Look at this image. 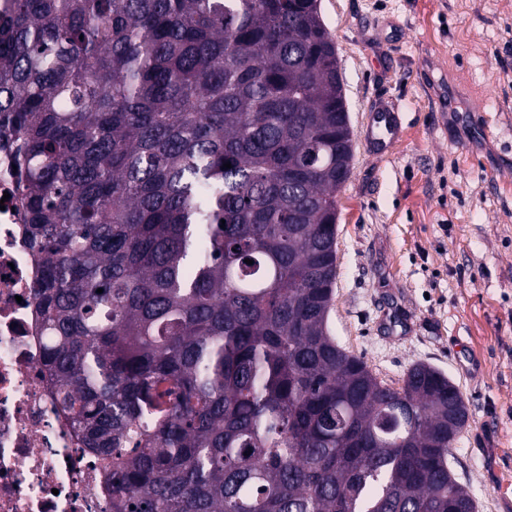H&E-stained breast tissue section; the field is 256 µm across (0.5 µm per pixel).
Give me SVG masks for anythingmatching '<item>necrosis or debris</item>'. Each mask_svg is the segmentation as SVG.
Listing matches in <instances>:
<instances>
[{
    "label": "necrosis or debris",
    "mask_w": 512,
    "mask_h": 512,
    "mask_svg": "<svg viewBox=\"0 0 512 512\" xmlns=\"http://www.w3.org/2000/svg\"><path fill=\"white\" fill-rule=\"evenodd\" d=\"M13 158L0 149V512H110L101 460L81 442L43 358L49 336L31 289L40 275L15 194Z\"/></svg>",
    "instance_id": "necrosis-or-debris-1"
}]
</instances>
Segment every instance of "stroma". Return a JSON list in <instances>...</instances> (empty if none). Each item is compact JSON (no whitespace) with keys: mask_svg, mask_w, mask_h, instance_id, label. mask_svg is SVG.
<instances>
[{"mask_svg":"<svg viewBox=\"0 0 512 512\" xmlns=\"http://www.w3.org/2000/svg\"><path fill=\"white\" fill-rule=\"evenodd\" d=\"M354 133L337 194L329 328L385 383L427 363L468 420L453 473L477 512H512V0H318ZM481 113L484 130L440 109ZM397 141L372 138L378 105Z\"/></svg>","mask_w":512,"mask_h":512,"instance_id":"stroma-1","label":"stroma"}]
</instances>
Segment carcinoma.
I'll use <instances>...</instances> for the list:
<instances>
[{
  "label": "carcinoma",
  "mask_w": 512,
  "mask_h": 512,
  "mask_svg": "<svg viewBox=\"0 0 512 512\" xmlns=\"http://www.w3.org/2000/svg\"><path fill=\"white\" fill-rule=\"evenodd\" d=\"M344 103L317 0L0 11L45 363L112 512H474L458 389L328 328Z\"/></svg>",
  "instance_id": "obj_1"
}]
</instances>
